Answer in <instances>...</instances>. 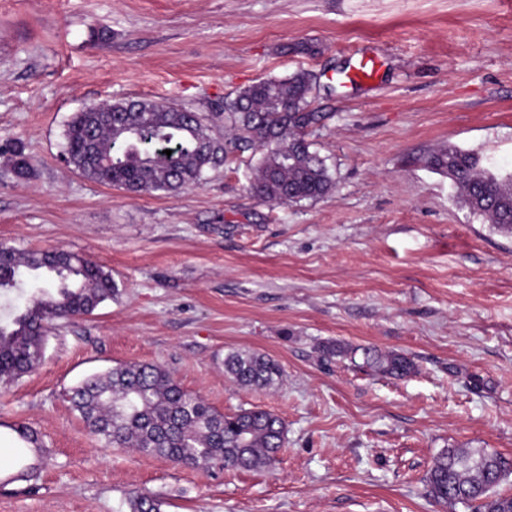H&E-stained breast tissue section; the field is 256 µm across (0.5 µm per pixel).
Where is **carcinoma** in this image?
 <instances>
[{
    "mask_svg": "<svg viewBox=\"0 0 512 512\" xmlns=\"http://www.w3.org/2000/svg\"><path fill=\"white\" fill-rule=\"evenodd\" d=\"M317 78L302 71L263 79L224 101V138L197 112L150 100L97 103L74 113L65 131L67 162L83 176L132 192L173 193L201 182L205 169L222 164L232 150L261 152L249 185L266 202L299 203L331 192L334 179L326 158L306 139L325 117L310 110ZM172 150L166 155L164 150ZM0 154L16 179L34 169L25 146L15 142ZM428 167L445 174L471 213L500 232L512 234V172H494L473 152L446 145L431 152ZM42 272L56 282L6 323L0 322V382L34 370L44 356L48 325L55 319L89 315L119 293L112 274L63 249L22 254L0 243V291L24 288L23 275ZM322 359H355L383 376L408 377L417 366L408 356L372 347L322 346ZM224 371L240 387L263 389L283 377L274 358L257 352H231ZM70 402L91 432L114 448H135L177 465H218L227 470L275 468L285 438L283 421L258 408L231 415L215 413L188 393L168 371L152 364H123L83 380ZM512 475V461L468 448H444L426 477L435 503L475 505V512H512V494L499 490ZM128 512H164L166 502L142 491L127 497Z\"/></svg>",
    "mask_w": 512,
    "mask_h": 512,
    "instance_id": "carcinoma-1",
    "label": "carcinoma"
}]
</instances>
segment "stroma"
I'll return each mask as SVG.
<instances>
[{
	"instance_id": "obj_1",
	"label": "stroma",
	"mask_w": 512,
	"mask_h": 512,
	"mask_svg": "<svg viewBox=\"0 0 512 512\" xmlns=\"http://www.w3.org/2000/svg\"><path fill=\"white\" fill-rule=\"evenodd\" d=\"M364 58L378 71L361 86ZM299 71L319 77L310 139L335 181L321 199L254 198L255 150L174 195L100 184L62 157L89 104L185 107L220 136L225 100ZM13 141L35 175L0 156V242L71 251L120 293L53 321L40 366L0 384V469L16 426L42 443L39 480L0 482V512H126L138 489L165 512H468L429 496L434 456L512 459V235L425 163L453 144L512 171V0H0V146ZM328 342L419 372L326 362ZM237 350L276 359L282 381L235 385ZM124 363L162 365L221 413L279 416L276 469L180 466L91 435L64 393ZM0 154L6 156L7 163L16 179L27 181L34 175V169L29 156L25 153V146L15 142L8 148L0 147ZM358 351H361L362 367L376 374L403 378L411 376L417 371V366L410 357L394 351L382 352L372 347L347 348L339 344L328 343L322 346L321 357L322 360L330 361L336 356H345L355 361Z\"/></svg>"
}]
</instances>
